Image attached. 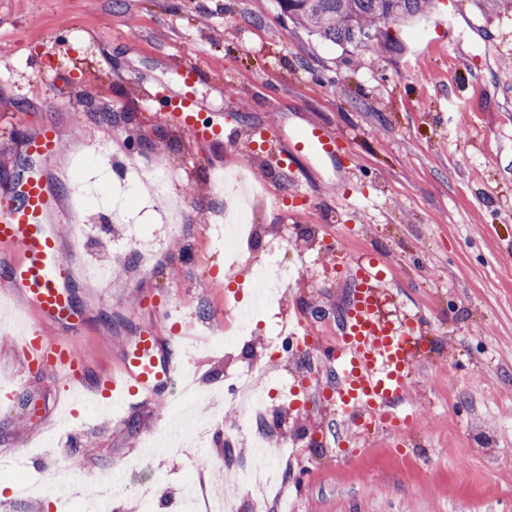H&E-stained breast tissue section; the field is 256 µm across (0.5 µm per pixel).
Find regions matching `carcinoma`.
<instances>
[{
	"label": "carcinoma",
	"instance_id": "obj_1",
	"mask_svg": "<svg viewBox=\"0 0 512 512\" xmlns=\"http://www.w3.org/2000/svg\"><path fill=\"white\" fill-rule=\"evenodd\" d=\"M282 13L310 33L337 44H357L380 27L422 17L434 0H278Z\"/></svg>",
	"mask_w": 512,
	"mask_h": 512
}]
</instances>
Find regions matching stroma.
Masks as SVG:
<instances>
[{
    "instance_id": "1",
    "label": "stroma",
    "mask_w": 512,
    "mask_h": 512,
    "mask_svg": "<svg viewBox=\"0 0 512 512\" xmlns=\"http://www.w3.org/2000/svg\"><path fill=\"white\" fill-rule=\"evenodd\" d=\"M479 28H472V21ZM382 45L333 44L293 24L277 0H0V181L27 158L26 139L53 128L93 143L44 161L64 176V211L80 214L79 239L60 226L76 262L81 329L69 337L90 374L120 366L124 344L182 310L195 418L203 441L146 455L148 438L175 422L173 405L147 401L123 418L79 403L54 429L67 383L24 364L13 319L30 323L17 289L0 279V512H90L93 487L53 491L56 480L105 477L139 461L107 512H179L188 478L223 488L225 466L255 459L241 410L224 389L259 360L263 382L307 378L301 410L263 412L279 443L290 512H512V11L498 0H436L422 19L388 25ZM198 66L194 87L178 73ZM191 92L205 112L238 121L239 144L201 145L159 120L143 88ZM311 123L341 138L332 173L296 161L278 169L260 133L292 135ZM180 171L159 193L156 167ZM253 176L259 227L245 258L224 259V195L208 172ZM184 199L180 233L166 198ZM340 238L341 258L315 251ZM152 261L140 269L141 252ZM373 254L396 295L383 307L423 331L421 363L403 410L404 438L386 432L366 451L337 446L342 428L325 397L318 346L335 344L355 262ZM291 270L282 304L224 346V325L249 303L250 258ZM304 321L317 347L285 363L283 320ZM239 432L229 442L225 431Z\"/></svg>"
}]
</instances>
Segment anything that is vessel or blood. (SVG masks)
<instances>
[{
	"label": "vessel or blood",
	"instance_id": "b4317fda",
	"mask_svg": "<svg viewBox=\"0 0 512 512\" xmlns=\"http://www.w3.org/2000/svg\"><path fill=\"white\" fill-rule=\"evenodd\" d=\"M146 97L156 104L160 120L194 141L224 138L235 143L240 138L238 125L206 116L191 94L170 97L150 91ZM264 137L274 146L287 144L291 156L325 167L333 165L339 141L337 135L315 124L287 140L272 129ZM67 147L55 130L47 129L27 141L26 153L38 160L48 159ZM59 208L60 196L52 189L46 171L22 169L0 184V247L9 251L8 257L0 259V278L18 289L25 306L41 321L37 328L16 327L30 366L46 365L62 376L69 384L67 400L71 403L85 393L113 411L158 399L186 369L174 339L148 329L124 345L119 373L104 372L90 380L86 377L87 359L76 354L66 340L44 335L47 327L72 332L79 325V310L70 292L74 263L59 248ZM380 283L378 261L358 265L339 341L325 351L327 364L335 370L336 380L328 392L336 410L366 440L408 425V418L400 417L398 408L408 392L418 346L413 325L381 315Z\"/></svg>",
	"mask_w": 512,
	"mask_h": 512
}]
</instances>
